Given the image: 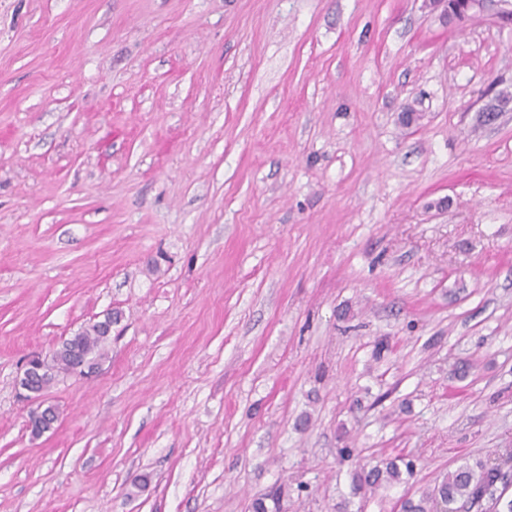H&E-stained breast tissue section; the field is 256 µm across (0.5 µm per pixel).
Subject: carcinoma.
<instances>
[{"label": "carcinoma", "instance_id": "cac0c4a2", "mask_svg": "<svg viewBox=\"0 0 512 512\" xmlns=\"http://www.w3.org/2000/svg\"><path fill=\"white\" fill-rule=\"evenodd\" d=\"M108 336L97 326L78 332L66 339L77 352L90 357ZM47 377L44 384L52 379V370L59 373L72 371L70 352L56 351L45 362ZM413 464L405 467L395 460L375 465L354 478L353 491L364 488L377 490L404 482L403 475L413 474ZM512 487V472L505 470L489 458L475 464H464L448 472L432 491L418 499L406 498L401 502V512H512V498L506 496Z\"/></svg>", "mask_w": 512, "mask_h": 512}]
</instances>
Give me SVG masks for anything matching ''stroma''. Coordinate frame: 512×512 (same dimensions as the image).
Instances as JSON below:
<instances>
[{
  "instance_id": "35a3bbf8",
  "label": "stroma",
  "mask_w": 512,
  "mask_h": 512,
  "mask_svg": "<svg viewBox=\"0 0 512 512\" xmlns=\"http://www.w3.org/2000/svg\"><path fill=\"white\" fill-rule=\"evenodd\" d=\"M504 94L512 0H0V512H400L512 448ZM110 336H106L104 332L97 328L96 324L90 328L78 332L66 339L63 343H71L76 348L77 352L90 360V355L93 354L96 348L105 343ZM44 356L40 353L31 354L25 361L23 376L21 378L22 387L34 397H39L42 390H38V384L41 375V361ZM404 482L403 471L397 460L382 462L381 465H375L368 470L363 468L360 475H357L353 481L354 494L365 487L376 491L381 487L392 486Z\"/></svg>"
}]
</instances>
